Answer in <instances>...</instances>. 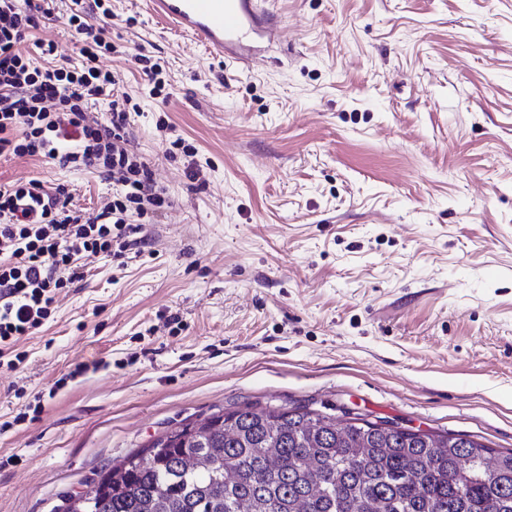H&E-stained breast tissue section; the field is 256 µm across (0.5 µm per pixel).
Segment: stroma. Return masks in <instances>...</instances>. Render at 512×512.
<instances>
[{
  "instance_id": "obj_1",
  "label": "stroma",
  "mask_w": 512,
  "mask_h": 512,
  "mask_svg": "<svg viewBox=\"0 0 512 512\" xmlns=\"http://www.w3.org/2000/svg\"><path fill=\"white\" fill-rule=\"evenodd\" d=\"M252 68L112 0L102 61L169 205L83 257L0 358V512H56L171 426L245 404L358 413L512 450V0H275ZM58 60L80 38L34 29ZM160 63L167 100L136 56ZM193 148L167 154L157 130ZM112 180L40 157L0 183Z\"/></svg>"
}]
</instances>
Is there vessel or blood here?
Wrapping results in <instances>:
<instances>
[{"label":"vessel or blood","instance_id":"vessel-or-blood-1","mask_svg":"<svg viewBox=\"0 0 512 512\" xmlns=\"http://www.w3.org/2000/svg\"><path fill=\"white\" fill-rule=\"evenodd\" d=\"M153 16L186 38L250 65L256 44L277 35L278 13L265 8L264 0H149Z\"/></svg>","mask_w":512,"mask_h":512}]
</instances>
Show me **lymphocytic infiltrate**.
I'll use <instances>...</instances> for the list:
<instances>
[{
    "mask_svg": "<svg viewBox=\"0 0 512 512\" xmlns=\"http://www.w3.org/2000/svg\"><path fill=\"white\" fill-rule=\"evenodd\" d=\"M59 14L81 37L79 64L50 63L55 47L40 40L39 57L20 49L40 20ZM112 50L105 29L88 24L82 0L64 12L57 0H0V157H42L117 179L111 199L88 219L65 189L0 183V344L43 325L59 290L84 279L81 254L124 257L142 230L130 215L152 218L169 205L125 138L130 99L115 94L114 75L99 65ZM102 102L107 120L89 121Z\"/></svg>",
    "mask_w": 512,
    "mask_h": 512,
    "instance_id": "f902f5d3",
    "label": "lymphocytic infiltrate"
}]
</instances>
